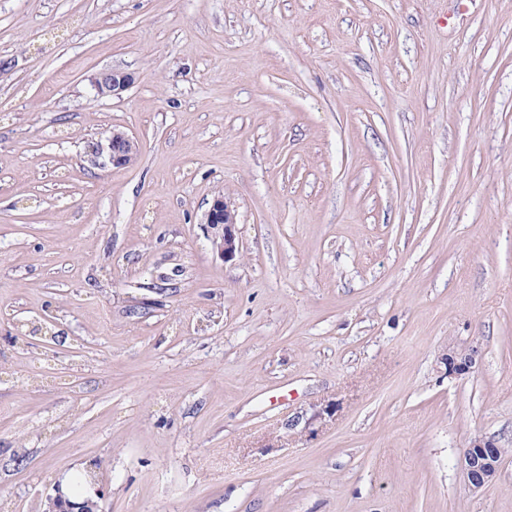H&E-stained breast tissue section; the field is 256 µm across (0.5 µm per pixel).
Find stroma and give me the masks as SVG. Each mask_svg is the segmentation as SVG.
<instances>
[{"instance_id":"35a3bbf8","label":"stroma","mask_w":512,"mask_h":512,"mask_svg":"<svg viewBox=\"0 0 512 512\" xmlns=\"http://www.w3.org/2000/svg\"><path fill=\"white\" fill-rule=\"evenodd\" d=\"M77 473L103 512H512V0H0V512ZM133 82L132 73L117 69L100 71L92 79L97 97H118L128 90ZM98 154L104 155L113 167H126L137 158V144L125 131L113 129L105 144L97 147ZM236 223V213L231 202L221 195L215 197L207 211L204 224H208V228L213 230V244L224 259L233 258L238 250ZM476 353L477 349L472 348L467 354L459 355L453 348H449L446 357L449 375L459 377L469 373L475 366ZM502 448L492 438L473 437L461 457V470L465 483L474 493L483 491L496 477Z\"/></svg>"}]
</instances>
